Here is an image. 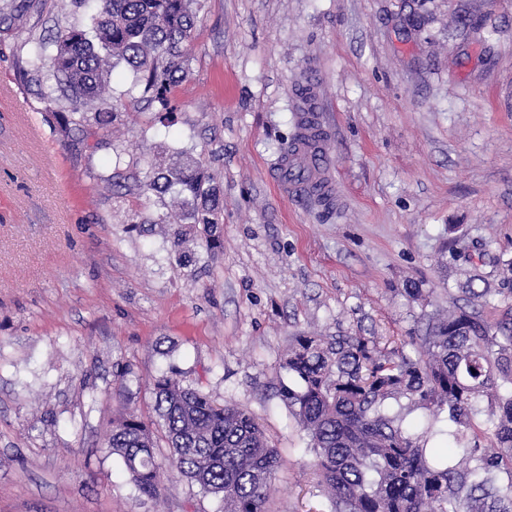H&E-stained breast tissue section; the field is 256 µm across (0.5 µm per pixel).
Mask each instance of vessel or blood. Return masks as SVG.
I'll return each instance as SVG.
<instances>
[{"label": "vessel or blood", "mask_w": 512, "mask_h": 512, "mask_svg": "<svg viewBox=\"0 0 512 512\" xmlns=\"http://www.w3.org/2000/svg\"><path fill=\"white\" fill-rule=\"evenodd\" d=\"M301 125V140L295 151L283 159L275 174V182L281 192L298 196L311 186L322 185L325 191H332L322 171L329 157L330 139L324 129L320 112H302L296 117Z\"/></svg>", "instance_id": "obj_1"}]
</instances>
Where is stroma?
Wrapping results in <instances>:
<instances>
[{"label":"stroma","instance_id":"stroma-1","mask_svg":"<svg viewBox=\"0 0 512 512\" xmlns=\"http://www.w3.org/2000/svg\"><path fill=\"white\" fill-rule=\"evenodd\" d=\"M73 20L47 0L0 40V512H221L169 448L149 495L105 444L125 409L162 435L152 383L170 370L262 426L270 512H329L278 394L296 337L389 349L451 306L491 323L512 306V0H200L172 126L126 105L116 67L123 110L96 153L45 122L51 77L17 73L30 36ZM312 65L340 188L326 211L273 184ZM182 149L223 198V249L194 281L163 233L129 231L132 196L89 178L112 154L124 174Z\"/></svg>","mask_w":512,"mask_h":512}]
</instances>
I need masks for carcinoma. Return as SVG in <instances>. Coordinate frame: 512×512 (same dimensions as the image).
<instances>
[{
    "instance_id": "cac0c4a2",
    "label": "carcinoma",
    "mask_w": 512,
    "mask_h": 512,
    "mask_svg": "<svg viewBox=\"0 0 512 512\" xmlns=\"http://www.w3.org/2000/svg\"><path fill=\"white\" fill-rule=\"evenodd\" d=\"M199 0H72L81 21L57 31L46 43L28 41L22 76L40 81L45 60L52 63V101H68L54 114L63 139L96 140L112 149L116 105L106 106L105 86L119 64L133 73L141 98L156 105L152 120L170 123L172 91L187 73L185 46L194 37ZM41 0H5L0 34L11 33ZM169 163L135 162L137 196L151 194L165 208L179 200L170 225L171 249L179 266L195 275L194 241L209 254L223 247L222 204L214 174L188 151ZM138 232L168 222V214L140 217ZM282 368L292 380L282 385L284 404L308 431L314 467L331 512H512V392L493 393L502 380L512 384V308L491 324L459 307L432 320L413 356L385 351L373 336H338L321 341L298 336ZM154 410L171 448V469L221 498L224 512H268L277 450L243 406L218 403L174 374L153 381ZM404 397L436 417L448 407L456 425L453 442L427 448L386 410ZM106 444L119 456L131 480L155 492L160 467L149 425L133 410L112 420Z\"/></svg>"
}]
</instances>
